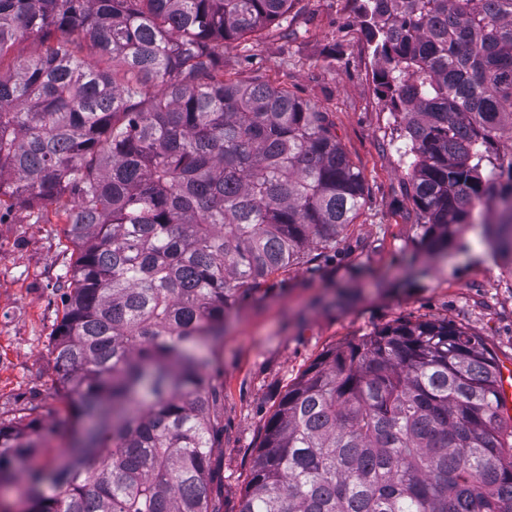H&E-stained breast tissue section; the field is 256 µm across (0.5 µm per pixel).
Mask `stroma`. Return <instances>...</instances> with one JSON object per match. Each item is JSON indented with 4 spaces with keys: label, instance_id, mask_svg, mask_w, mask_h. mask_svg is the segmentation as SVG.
I'll return each mask as SVG.
<instances>
[{
    "label": "stroma",
    "instance_id": "stroma-1",
    "mask_svg": "<svg viewBox=\"0 0 512 512\" xmlns=\"http://www.w3.org/2000/svg\"><path fill=\"white\" fill-rule=\"evenodd\" d=\"M354 0H297L287 20L224 50V74L258 79L329 112L361 173L364 202L335 248L268 277L232 314L221 346L222 427L212 450L218 497L236 512L264 426L288 388L327 350L399 320H448L512 362V274L496 266L474 222L442 258L416 223L400 118L376 82L379 67L354 21ZM53 207L34 221L18 208L0 221V420L40 406L49 446L62 458L69 431L48 351L63 317L58 279L76 259Z\"/></svg>",
    "mask_w": 512,
    "mask_h": 512
}]
</instances>
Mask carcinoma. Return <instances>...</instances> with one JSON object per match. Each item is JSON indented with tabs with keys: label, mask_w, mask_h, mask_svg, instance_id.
<instances>
[{
	"label": "carcinoma",
	"mask_w": 512,
	"mask_h": 512,
	"mask_svg": "<svg viewBox=\"0 0 512 512\" xmlns=\"http://www.w3.org/2000/svg\"><path fill=\"white\" fill-rule=\"evenodd\" d=\"M293 2L0 0V221L53 204L76 251L49 342L73 443L25 471V512H222L226 317L364 200L329 113L224 78V47ZM356 2L423 241L442 253L494 210L485 243L511 266L512 0ZM31 35L40 54L13 55ZM498 367L446 320L332 348L268 421L238 512H512ZM38 409L0 421V487L46 447Z\"/></svg>",
	"instance_id": "obj_1"
}]
</instances>
